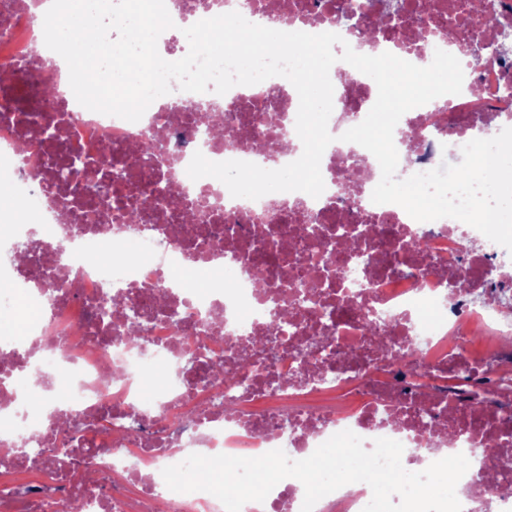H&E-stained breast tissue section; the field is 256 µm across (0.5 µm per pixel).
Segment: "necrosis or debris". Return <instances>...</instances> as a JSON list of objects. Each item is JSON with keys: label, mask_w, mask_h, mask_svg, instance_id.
Masks as SVG:
<instances>
[{"label": "necrosis or debris", "mask_w": 512, "mask_h": 512, "mask_svg": "<svg viewBox=\"0 0 512 512\" xmlns=\"http://www.w3.org/2000/svg\"><path fill=\"white\" fill-rule=\"evenodd\" d=\"M45 0H0V167L7 170L0 278L42 314L27 336H0V507L6 475H37L25 512H224L214 495L170 490L165 467L193 453L310 456L349 430L365 449L402 443L411 472L458 453L462 512H512V253L453 218L420 222L376 204L381 179L360 145L326 149L320 197H232L190 179L194 153L281 168L303 151L299 96L282 77L219 95L172 89L139 121L90 111L66 62L44 42ZM348 0H165L175 23L162 57L183 58L185 27L228 12L285 32L339 34L427 66L436 50L464 72L460 94L406 112L394 131L397 178L462 158V139L512 125V54L477 46L512 35V0H403L393 26L344 21ZM461 17L456 32L448 20ZM328 123L340 136L377 99L336 62ZM53 96H46V88ZM159 150L140 152L143 142ZM80 157L96 181L59 182ZM210 282L188 285L184 271ZM288 330L269 333L276 306ZM140 342L127 339L132 312ZM163 385L142 396L146 371ZM97 449L94 480L74 449ZM366 483L321 498L314 512H363ZM304 487L284 479L242 512H301Z\"/></svg>", "instance_id": "obj_1"}]
</instances>
